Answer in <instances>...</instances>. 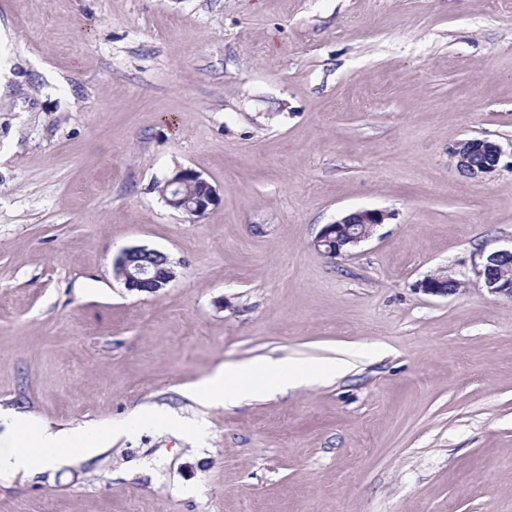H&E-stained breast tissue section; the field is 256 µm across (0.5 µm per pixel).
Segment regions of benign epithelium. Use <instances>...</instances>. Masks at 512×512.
I'll list each match as a JSON object with an SVG mask.
<instances>
[{"label": "benign epithelium", "mask_w": 512, "mask_h": 512, "mask_svg": "<svg viewBox=\"0 0 512 512\" xmlns=\"http://www.w3.org/2000/svg\"><path fill=\"white\" fill-rule=\"evenodd\" d=\"M452 153L458 169L472 178L493 172L504 155L500 145L485 138L461 141ZM165 186L169 189L165 196L168 205L191 216L201 217L215 205L213 186L191 169L174 173L165 180ZM387 218L388 213L382 210L350 212L324 225L314 240V247L329 258L342 256L369 240ZM506 258L512 260V247L488 255L479 276L490 294L512 299V265L503 263ZM168 263L167 255L160 251L128 247L114 260L113 272L127 290L156 294L172 280L166 268ZM417 288L426 294L448 296L459 293L464 282L440 271L418 282Z\"/></svg>", "instance_id": "obj_1"}]
</instances>
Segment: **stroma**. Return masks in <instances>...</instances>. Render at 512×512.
Wrapping results in <instances>:
<instances>
[{"label":"stroma","instance_id":"1","mask_svg":"<svg viewBox=\"0 0 512 512\" xmlns=\"http://www.w3.org/2000/svg\"><path fill=\"white\" fill-rule=\"evenodd\" d=\"M498 168L461 174L468 138ZM191 169L202 217L160 188ZM385 224L331 259L354 210ZM512 0H0V409L53 429L144 406L0 512H512ZM174 279L128 291L125 248ZM445 270L448 297L419 291ZM353 350L342 376L237 406L217 366ZM457 159L460 172L476 178L493 172L500 163L504 151L500 145L485 138H471L459 142L452 150ZM485 154L492 158L491 164L476 165L473 159L476 155ZM164 183L166 188L169 189V194L163 187L161 191L162 193L166 192L165 200L174 209L183 210L191 216L201 217L210 206L215 205L216 194L213 186L191 169L177 171L167 178ZM195 186L200 187L198 193L194 195L184 193L186 187L192 188ZM388 214L382 210H359L322 227L314 247L329 258H336L369 240L377 227L385 224ZM170 261L164 253L142 246L121 251L113 263V272L128 291L156 294L172 280L165 267ZM505 258L512 261V246L488 255L479 276L491 295L512 299V264H503ZM465 283L449 276L444 271L429 275L417 284V288L431 295H454L464 288Z\"/></svg>","mask_w":512,"mask_h":512}]
</instances>
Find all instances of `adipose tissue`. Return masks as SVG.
I'll use <instances>...</instances> for the list:
<instances>
[{
    "instance_id": "obj_1",
    "label": "adipose tissue",
    "mask_w": 512,
    "mask_h": 512,
    "mask_svg": "<svg viewBox=\"0 0 512 512\" xmlns=\"http://www.w3.org/2000/svg\"><path fill=\"white\" fill-rule=\"evenodd\" d=\"M347 368L348 363L344 360L314 368L273 359L229 365L216 368L187 386L185 394L204 406H234L260 393L270 395L339 376ZM0 421L7 427L6 433L0 434V471L10 476L27 475L88 457L130 430L157 422L179 429L184 426L178 416L154 408L140 409L118 424L106 423L69 431L51 430L13 410L1 414Z\"/></svg>"
}]
</instances>
